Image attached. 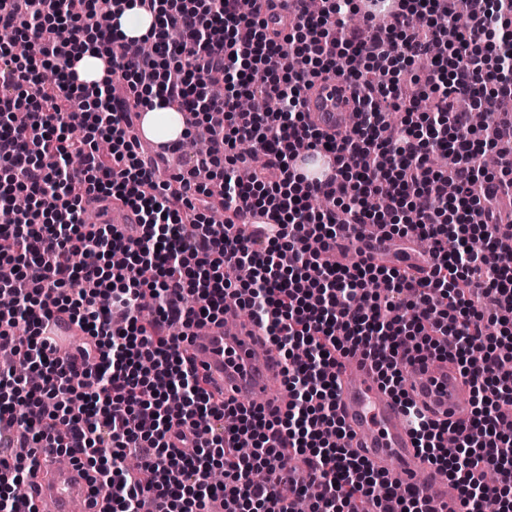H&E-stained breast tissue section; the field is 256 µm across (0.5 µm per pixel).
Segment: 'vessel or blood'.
I'll return each mask as SVG.
<instances>
[{
	"label": "vessel or blood",
	"instance_id": "vessel-or-blood-1",
	"mask_svg": "<svg viewBox=\"0 0 512 512\" xmlns=\"http://www.w3.org/2000/svg\"><path fill=\"white\" fill-rule=\"evenodd\" d=\"M356 108L351 88L332 74L317 80L302 99L310 122L328 135L351 130L348 117ZM86 206L96 210L101 223L115 225L124 234L138 221L135 212L117 200L100 203L90 199ZM358 232L367 253L377 256L386 251L388 240L377 226L366 224ZM185 333L189 354L206 374L210 392L228 400L252 398L268 411L287 410L281 359L264 329L243 320L238 306H225L223 323L193 325ZM76 335L75 325L65 319L49 322L44 328L47 341L56 344ZM403 372L410 398L429 415L456 426L468 423L472 410L469 388L453 362L415 359L404 363ZM337 403L347 447L375 470L393 483L414 485L435 505L457 500L455 487L442 482L415 447L401 406L381 387L368 361L357 357L342 360L337 371ZM39 457L30 479L34 505L52 504L53 512H109L107 495L88 482L81 466H59L52 448L41 449Z\"/></svg>",
	"mask_w": 512,
	"mask_h": 512
}]
</instances>
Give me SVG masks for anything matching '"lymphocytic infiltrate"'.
Listing matches in <instances>:
<instances>
[{"label": "lymphocytic infiltrate", "mask_w": 512, "mask_h": 512, "mask_svg": "<svg viewBox=\"0 0 512 512\" xmlns=\"http://www.w3.org/2000/svg\"><path fill=\"white\" fill-rule=\"evenodd\" d=\"M124 0H0V27L14 29L27 52L0 46V208L16 195L29 206L0 225V261L12 273L0 292V426H17L25 448L48 446L77 460L105 489L111 512H449L394 483L343 446L336 412V357L361 354L382 386L402 404L416 448L458 489V512H482L487 498L512 512V164L499 175L480 168L483 153L512 140V114L475 132L474 107L512 96V0H396L389 24L365 17L357 0H287V36L268 35L255 0H138L156 26L154 55L113 25ZM465 15V29L456 18ZM104 57L111 80L78 83L79 54ZM361 57L363 69L336 62ZM429 58L430 112L407 109L396 125L386 114L401 97L398 76ZM338 73L353 85L361 121L325 137L301 107L315 79ZM125 81L126 100L112 96ZM201 118L210 145L189 175L155 182L129 129L131 114L152 102ZM25 111V127L13 125ZM109 140V155L95 142ZM260 144L269 167L237 173L238 143ZM443 141L450 163L435 171L428 147ZM330 148L334 183L322 188L294 165L296 143ZM221 167L222 189L198 184ZM454 182L456 196L444 186ZM132 207L129 236L109 224L82 221L86 198ZM223 210L222 222L210 213ZM256 221L238 227L242 210ZM405 217L387 238L433 241L430 271L378 264L355 248L353 263L325 254L359 224ZM126 256L112 262L113 251ZM91 252L97 261L78 264ZM157 280H147V272ZM388 281L385 295L370 281ZM157 318L142 315L143 290ZM245 307L283 361L286 412L265 413L213 401L183 354L172 325H201L224 314L227 298ZM67 315L85 335L78 360L49 352L44 322ZM481 346V362L469 358ZM452 357L466 377L472 404L467 426L429 419L403 388L401 366L412 358ZM223 470V483L210 479ZM266 479L256 482L255 471ZM30 469L25 458L0 457V512H28L14 495Z\"/></svg>", "instance_id": "1"}]
</instances>
